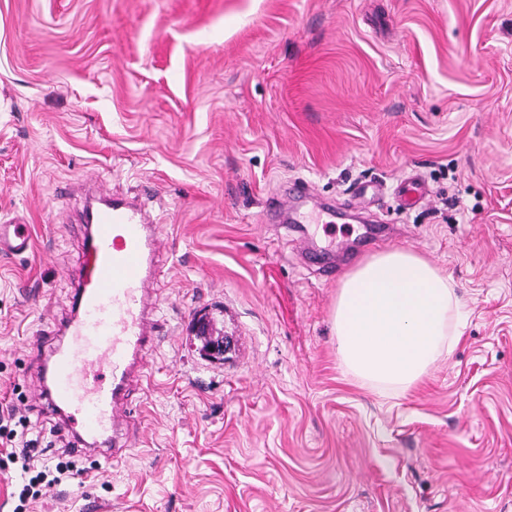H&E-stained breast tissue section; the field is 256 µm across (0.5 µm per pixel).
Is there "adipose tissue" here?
Here are the masks:
<instances>
[{
  "label": "adipose tissue",
  "mask_w": 512,
  "mask_h": 512,
  "mask_svg": "<svg viewBox=\"0 0 512 512\" xmlns=\"http://www.w3.org/2000/svg\"><path fill=\"white\" fill-rule=\"evenodd\" d=\"M463 319L450 275L411 250H385L340 282L333 309L336 352L347 372L396 397L451 351Z\"/></svg>",
  "instance_id": "obj_1"
}]
</instances>
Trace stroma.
<instances>
[{
  "mask_svg": "<svg viewBox=\"0 0 512 512\" xmlns=\"http://www.w3.org/2000/svg\"><path fill=\"white\" fill-rule=\"evenodd\" d=\"M87 180L163 226L157 345L125 459L73 454L27 512H512V0H0V221L32 233L0 252V419L60 449L28 340L71 314ZM292 181L322 214L303 249L266 217ZM392 248L468 316L383 397L341 366L332 313ZM314 250L344 254L335 276ZM399 193L402 202L406 206L420 203L427 195V187L424 182L416 177H409L399 185Z\"/></svg>",
  "mask_w": 512,
  "mask_h": 512,
  "instance_id": "35a3bbf8",
  "label": "stroma"
}]
</instances>
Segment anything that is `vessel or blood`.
Here are the masks:
<instances>
[{
    "label": "vessel or blood",
    "instance_id": "vessel-or-blood-1",
    "mask_svg": "<svg viewBox=\"0 0 512 512\" xmlns=\"http://www.w3.org/2000/svg\"><path fill=\"white\" fill-rule=\"evenodd\" d=\"M310 192L292 184L268 210L294 208ZM405 205L427 194L415 177L399 186ZM84 249L72 274V314L58 329V342L41 359V405L55 426L67 431L77 451L123 459L131 447L127 397L145 373L154 347L153 295L158 285L156 256L163 228L144 204L97 188L83 217ZM28 225L12 218L0 223V249H28Z\"/></svg>",
    "mask_w": 512,
    "mask_h": 512
}]
</instances>
